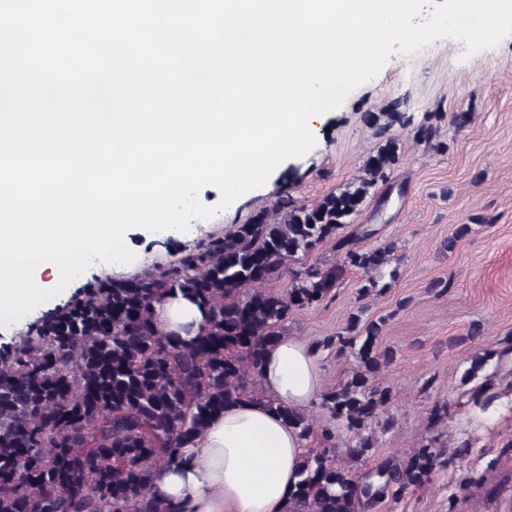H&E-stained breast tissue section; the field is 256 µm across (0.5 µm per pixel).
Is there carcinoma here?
I'll return each mask as SVG.
<instances>
[{
	"label": "carcinoma",
	"mask_w": 512,
	"mask_h": 512,
	"mask_svg": "<svg viewBox=\"0 0 512 512\" xmlns=\"http://www.w3.org/2000/svg\"><path fill=\"white\" fill-rule=\"evenodd\" d=\"M396 158L390 137L342 191L311 206L282 198L276 221L260 212L174 262L97 279L0 344V512H169L151 492L157 468L178 463L180 449L224 405L263 397L257 374L266 347L285 335L291 311L319 303L335 286V268L295 270L289 262L332 240L342 265L368 276L365 296L396 259L395 242L367 249L345 232ZM283 277L284 291L264 289ZM177 291L208 310L187 342L164 336L154 320L155 306ZM380 331L375 321L353 319L349 336L326 341L354 350L360 364L322 395L336 425L268 400L303 438L322 444L306 454L286 512H365L424 486L458 458L431 438L367 474L354 467L394 423L392 389L377 374L395 354L379 344ZM501 386L497 374L486 375L466 392L468 402L484 409Z\"/></svg>",
	"instance_id": "cac0c4a2"
}]
</instances>
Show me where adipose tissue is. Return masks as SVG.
Segmentation results:
<instances>
[{
	"mask_svg": "<svg viewBox=\"0 0 512 512\" xmlns=\"http://www.w3.org/2000/svg\"><path fill=\"white\" fill-rule=\"evenodd\" d=\"M207 311L175 293L155 308L160 332L195 337ZM262 401L226 404L202 434L181 450L178 464L159 468L154 493L170 512H285L300 479L306 443L276 412V405L301 410L322 387L313 348L284 336L263 355Z\"/></svg>",
	"mask_w": 512,
	"mask_h": 512,
	"instance_id": "adipose-tissue-1",
	"label": "adipose tissue"
}]
</instances>
